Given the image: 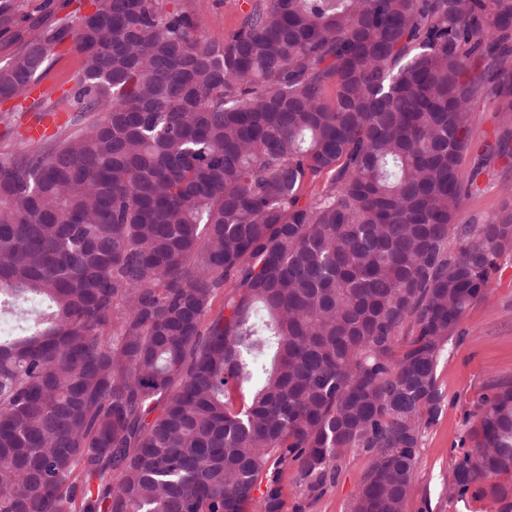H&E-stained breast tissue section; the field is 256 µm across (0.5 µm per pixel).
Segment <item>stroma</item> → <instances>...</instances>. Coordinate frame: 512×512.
<instances>
[{
	"label": "stroma",
	"instance_id": "35a3bbf8",
	"mask_svg": "<svg viewBox=\"0 0 512 512\" xmlns=\"http://www.w3.org/2000/svg\"><path fill=\"white\" fill-rule=\"evenodd\" d=\"M253 0H170L179 11L197 20L203 36L220 44L238 29ZM9 20L0 24V65L10 61L27 40L55 27L62 19L92 11L93 0H10ZM83 59L71 43L62 44L38 77L39 92L0 101V152L14 149L36 114L52 112V131L64 143L89 121L72 111L65 96L78 82ZM502 120L494 95H482L472 105L471 138L474 147L461 167L474 185L463 200L459 223L479 224L496 214L512 196V165L485 154ZM455 341L437 367L436 378L444 394L439 420L427 429L418 459V479L406 512H503L504 503L469 495L462 499L446 492L452 464L473 421L479 398L492 385L512 380V257L504 258L485 299L465 313ZM369 465L365 453L350 454L335 482L312 504H304L293 470L282 477V512H350L352 498Z\"/></svg>",
	"mask_w": 512,
	"mask_h": 512
}]
</instances>
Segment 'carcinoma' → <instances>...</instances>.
<instances>
[{
  "mask_svg": "<svg viewBox=\"0 0 512 512\" xmlns=\"http://www.w3.org/2000/svg\"><path fill=\"white\" fill-rule=\"evenodd\" d=\"M166 2L95 0L0 67L26 96L72 39L93 114L0 153V313L46 304L0 337V512H281L284 470L312 502L357 450L351 512H405L512 254V203L458 223L484 93L512 159V0H254L220 46ZM466 440L449 495L512 499V381Z\"/></svg>",
  "mask_w": 512,
  "mask_h": 512,
  "instance_id": "obj_1",
  "label": "carcinoma"
}]
</instances>
